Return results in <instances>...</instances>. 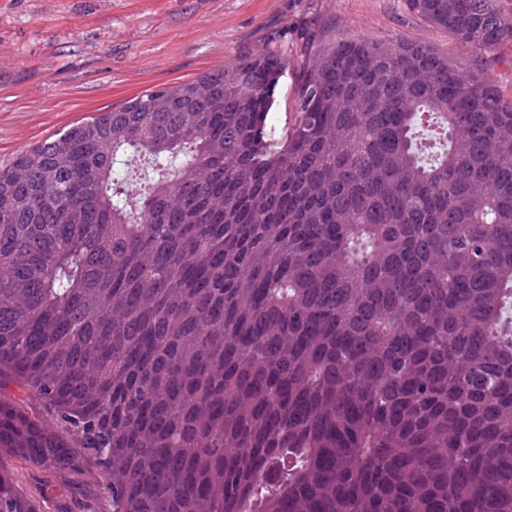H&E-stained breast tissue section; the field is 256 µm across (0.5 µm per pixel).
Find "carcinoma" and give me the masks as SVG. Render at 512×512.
<instances>
[{
	"label": "carcinoma",
	"instance_id": "1",
	"mask_svg": "<svg viewBox=\"0 0 512 512\" xmlns=\"http://www.w3.org/2000/svg\"><path fill=\"white\" fill-rule=\"evenodd\" d=\"M495 58L501 0H408ZM248 56L0 168V449L112 512H512V101L423 44ZM53 420L55 429L43 425ZM0 512H34L0 473Z\"/></svg>",
	"mask_w": 512,
	"mask_h": 512
}]
</instances>
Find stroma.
<instances>
[{
    "label": "stroma",
    "instance_id": "obj_1",
    "mask_svg": "<svg viewBox=\"0 0 512 512\" xmlns=\"http://www.w3.org/2000/svg\"><path fill=\"white\" fill-rule=\"evenodd\" d=\"M342 39L430 45L512 99V49L484 61L405 0H0V166L77 120L251 55L287 56L273 106L284 118L302 58ZM5 466L36 512H112L94 464Z\"/></svg>",
    "mask_w": 512,
    "mask_h": 512
}]
</instances>
